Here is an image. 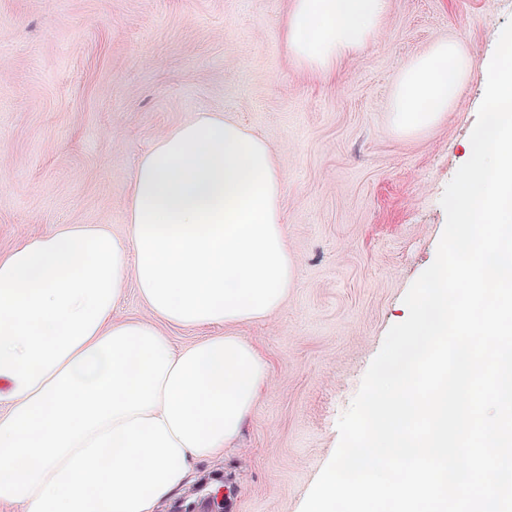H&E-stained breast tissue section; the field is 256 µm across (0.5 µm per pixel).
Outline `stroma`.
Masks as SVG:
<instances>
[{
	"label": "stroma",
	"mask_w": 512,
	"mask_h": 512,
	"mask_svg": "<svg viewBox=\"0 0 512 512\" xmlns=\"http://www.w3.org/2000/svg\"><path fill=\"white\" fill-rule=\"evenodd\" d=\"M293 0H0V254L61 224L127 230L129 184L157 138L218 112L263 138L283 179L296 279L270 319L227 326L270 364L233 448L194 462L224 512H301L403 298L443 233L483 71L512 0H388L378 40L328 81L278 31ZM474 59L435 126L395 131L401 70L437 41Z\"/></svg>",
	"instance_id": "obj_1"
}]
</instances>
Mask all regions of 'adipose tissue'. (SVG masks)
I'll return each mask as SVG.
<instances>
[{
	"instance_id": "adipose-tissue-1",
	"label": "adipose tissue",
	"mask_w": 512,
	"mask_h": 512,
	"mask_svg": "<svg viewBox=\"0 0 512 512\" xmlns=\"http://www.w3.org/2000/svg\"><path fill=\"white\" fill-rule=\"evenodd\" d=\"M388 0H293L292 59L330 77L377 40ZM473 60L441 41L399 74L405 134L437 124ZM262 139L215 112L140 157L124 236L62 224L0 256V504L20 512H156L194 461L223 455L269 379L257 348L221 327L271 318L295 279ZM146 311L117 318L127 285ZM206 328L175 347L162 325Z\"/></svg>"
}]
</instances>
